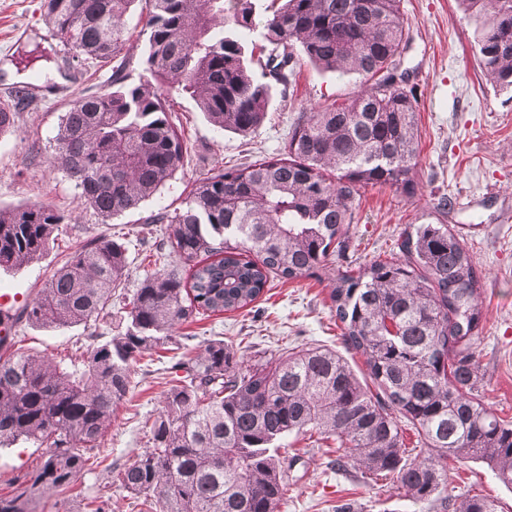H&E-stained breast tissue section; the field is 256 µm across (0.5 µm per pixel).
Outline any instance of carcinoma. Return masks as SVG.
<instances>
[{
    "mask_svg": "<svg viewBox=\"0 0 512 512\" xmlns=\"http://www.w3.org/2000/svg\"><path fill=\"white\" fill-rule=\"evenodd\" d=\"M140 1L143 75L130 82L125 64L113 66L107 89L60 116L50 157L74 182L80 205L104 223L175 180L185 140L171 94L194 100L215 127L247 136L262 125L273 89L288 93L297 45L323 72L374 83L300 113L283 150L208 173L179 206L144 217L164 231L155 269L133 288L126 242L96 236L14 315V328L88 327L115 293L127 321L92 348L79 373L31 353L0 355V442L24 438L50 448L15 493L0 495V512H35L46 491L74 484L131 389V366L173 343L176 326L248 308L273 274L316 275L345 253L360 189H414V90L386 87L405 38L401 0H271L259 20L254 0H41V8L69 59L86 71L122 53L125 17ZM462 3L489 11L478 39L482 66L512 86V0ZM257 26L265 44L249 55L240 33ZM31 102L25 91L0 101V134ZM64 221L44 203L0 209V268L39 257ZM397 249L345 268L329 294L344 348L364 358L369 382L324 346L248 367L224 341L208 339L200 354L176 364L183 375L164 396L149 447L119 471L120 486L142 497L146 512H279L291 465L274 449L300 437L334 441L337 467L350 462L391 477L414 502L435 500L443 512L452 501L444 495L452 464L481 461L512 486V420L478 394L475 263L446 224L414 226ZM172 257L189 266V278ZM405 424L424 447L411 461ZM455 512H497V504L473 495Z\"/></svg>",
    "mask_w": 512,
    "mask_h": 512,
    "instance_id": "cac0c4a2",
    "label": "carcinoma"
}]
</instances>
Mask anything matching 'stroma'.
<instances>
[{
  "mask_svg": "<svg viewBox=\"0 0 512 512\" xmlns=\"http://www.w3.org/2000/svg\"><path fill=\"white\" fill-rule=\"evenodd\" d=\"M401 13L406 45L399 68L415 90L419 123L413 194L378 185L361 189L349 247L320 278H274L247 309L197 318L177 334L193 349L208 338L235 344L249 365L313 345L342 349L329 300L338 271L391 252L410 225L446 224L463 239L480 274L482 321L474 344L483 376L479 392L500 417L512 420V86L500 85L482 67L477 32L485 15L464 10L457 0H401ZM62 55L41 0H0V100L8 90L25 86L33 95L14 130L0 135V207L43 202L66 216L38 259L0 269V310L16 311L41 291L72 251L108 232L125 235L127 283L136 285L150 269L148 246L161 237L160 225L144 223L148 211L178 204L181 192L212 169L278 152L299 113L343 101L368 83L358 74L320 73L300 61L288 93L274 95L264 123L247 136L215 129L193 100L175 96L187 147L176 183L106 225L79 205L73 182L47 156L61 113L78 96L107 88L112 69L68 70ZM443 195L452 206L441 212L436 205ZM91 331L83 325L59 331L22 323L16 346L79 367L87 358ZM179 358V351L164 350L134 363L131 391L115 407L110 429L90 451L77 482L66 491L46 492L36 512H88L100 496L109 498L112 512H142L141 498L125 491L115 475L147 447V421L160 410ZM293 452L280 512H337L343 505L351 512H427L394 481L369 478L353 465L337 469L336 450L327 444L301 439ZM47 457V448L30 440L1 445L0 494L15 491L18 478ZM447 492L459 501L475 494L490 497L499 512H512V488L479 461L449 467Z\"/></svg>",
  "mask_w": 512,
  "mask_h": 512,
  "instance_id": "obj_1",
  "label": "stroma"
}]
</instances>
